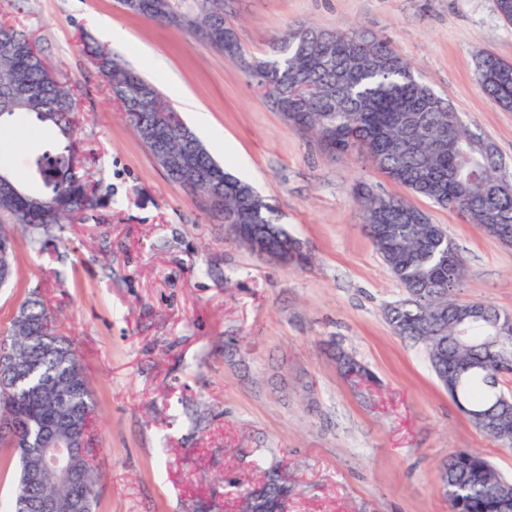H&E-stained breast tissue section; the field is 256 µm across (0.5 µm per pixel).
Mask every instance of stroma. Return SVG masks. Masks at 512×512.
I'll return each instance as SVG.
<instances>
[{
    "mask_svg": "<svg viewBox=\"0 0 512 512\" xmlns=\"http://www.w3.org/2000/svg\"><path fill=\"white\" fill-rule=\"evenodd\" d=\"M224 16L254 57L298 22L389 39L512 167V111L476 80L477 55L512 62V25L495 0H226ZM101 19L127 34L112 52L187 125L206 113L222 137L203 142L273 206L310 265L253 254L168 179L85 51ZM0 22L32 32L75 89V137L101 199L93 219L65 225L44 251L12 229L15 280L0 288V337L38 292L90 379L97 512H225L227 478L255 479L260 456L282 461L299 488L291 512H448L439 467L460 450L512 478V451L471 425L425 348L387 323L383 308L403 290L364 230L356 186L406 199L444 227L467 267L462 301L512 313V247L363 160L324 150L189 29L126 13L118 0H0ZM49 136L32 117L0 125V161L26 181ZM227 139L236 153H225ZM339 349L374 380L348 381Z\"/></svg>",
    "mask_w": 512,
    "mask_h": 512,
    "instance_id": "stroma-1",
    "label": "stroma"
}]
</instances>
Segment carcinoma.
Masks as SVG:
<instances>
[{
	"label": "carcinoma",
	"instance_id": "carcinoma-1",
	"mask_svg": "<svg viewBox=\"0 0 512 512\" xmlns=\"http://www.w3.org/2000/svg\"><path fill=\"white\" fill-rule=\"evenodd\" d=\"M225 0H140L134 14L193 30L212 48L237 63L253 80L265 102L278 100L288 109L292 128L311 134L324 149L365 157L390 181L433 205L456 211L501 242L498 228L512 233V193L501 191V160L486 136L462 124L448 100L415 77L410 64L383 38L358 29L326 30L297 23L273 41L263 58L242 55L234 28L224 19ZM87 52L117 95L127 119L169 179L205 182L222 199L224 218L246 224L250 237L275 247H288L295 263L309 256L300 242L276 223L266 199L246 179L226 171L187 126L168 132V151L183 166L173 169L156 151L147 131L161 112L174 108L158 88L128 68L105 47L89 43ZM480 92L504 110H512V63L481 55L476 62ZM0 123L33 115L55 133L54 144L30 157L28 173L40 189L29 191L0 164V176L17 192L0 196V213L42 251L60 224L83 221L99 198L79 162L74 138L77 97L72 86L47 64L32 34L0 24ZM365 228L377 254L404 288L402 300L384 314L393 332L423 345L439 380L457 388L461 401L482 410L502 399L492 427L470 415V423L507 449H512V398L499 389L500 377L512 373V361L489 348L487 322L459 299L466 277L464 263L448 260L454 247L441 239L442 227L402 198L373 193L361 199ZM15 278L11 237L0 225V288ZM467 338L457 339L460 328ZM5 339L32 361L15 388H0V419L14 420L22 432L0 428V447L14 453L15 481L10 512H23V498L49 493L58 512H68L73 487L66 481L45 488L27 486L24 476L34 449L17 448L21 437L40 438L42 423L54 416L62 435H88L93 413L89 379L72 343L59 336L49 308L32 292L19 305ZM344 375L361 380L371 373L354 358L339 353ZM87 491L86 512H96L99 473L90 452L80 461ZM257 498L273 502L292 495L288 474L278 463L259 459ZM440 481L450 507L457 512H500L502 499L512 500V480L500 476L477 452H458L440 468Z\"/></svg>",
	"mask_w": 512,
	"mask_h": 512
}]
</instances>
